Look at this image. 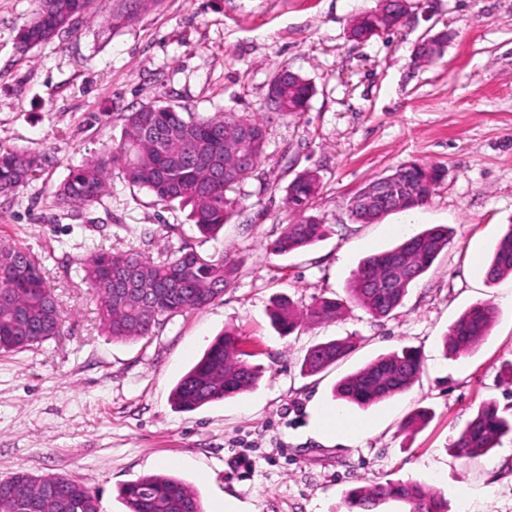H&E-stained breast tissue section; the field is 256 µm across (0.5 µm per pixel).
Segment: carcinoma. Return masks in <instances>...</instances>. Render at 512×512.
Wrapping results in <instances>:
<instances>
[{
	"instance_id": "1",
	"label": "carcinoma",
	"mask_w": 512,
	"mask_h": 512,
	"mask_svg": "<svg viewBox=\"0 0 512 512\" xmlns=\"http://www.w3.org/2000/svg\"><path fill=\"white\" fill-rule=\"evenodd\" d=\"M68 13V23L54 34L61 36L77 21L92 16L93 0H38L34 16L25 24L31 49L40 45L38 34L58 24V8ZM283 66L273 72L270 85L291 103L303 109L310 104L314 87L302 77L288 79ZM124 140L105 146L102 152L73 168L54 193L59 207L89 206L107 191L113 169L129 184L145 189L156 201H173L191 207L190 218L203 234L218 232L236 214L239 201L230 189L251 177L256 168L238 172L224 183V167L234 166L224 155V127L240 124L263 129L256 117L234 112L199 117L178 107L156 112L132 111L125 116ZM45 159L18 150L0 151V197L17 194L37 179ZM443 170L433 164L412 163L405 179L418 186V206L423 207L442 179ZM320 190L314 170L297 174L285 188V202L294 212L303 211ZM322 225L311 217L294 220L271 243L277 255L288 254L320 240ZM451 238L446 227H433L411 236L394 248L364 258L354 271L348 300L323 297L300 311L283 299L273 303L269 314L281 335H289L304 323L337 320L353 303L375 318L389 317L402 303L408 288L428 271L448 249ZM128 267L140 272L142 291H158L155 297L114 298L112 268ZM85 278L100 296V319L112 338L130 340L152 333L160 321L177 314L199 310L212 303L233 282L238 267L232 262L207 259L184 246L175 256L154 261L130 250L112 253L95 250L83 259ZM512 275V227L496 243L486 268V278L495 282ZM497 317L490 303L475 305L449 327L445 347L453 354L473 351L488 334ZM64 316L47 285L38 260L30 253L0 244V351L11 352L38 345L62 333ZM239 337H218L203 356L175 385L171 402L179 410L191 411L250 390L260 377L259 368L243 359ZM352 336L319 342L305 353L302 369L318 374L349 356L356 347ZM422 368L419 353L404 347L380 356L358 371L342 378L334 397L359 406H369L407 391ZM512 433V419L499 415L492 403L477 414L448 447L457 458L488 453L499 440ZM41 502V512H60L58 502L67 499L66 512H98L95 494L62 475L36 476L26 471L0 480V512H25L17 495ZM118 497L127 512H202L199 495L187 483L165 474L142 476L122 484ZM370 500L379 512L381 505L397 501L409 512H445L446 503L431 488L417 482H388L372 488L350 490L344 505L347 512H363L360 504Z\"/></svg>"
}]
</instances>
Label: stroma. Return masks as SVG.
I'll use <instances>...</instances> for the list:
<instances>
[{"label":"stroma","instance_id":"1","mask_svg":"<svg viewBox=\"0 0 512 512\" xmlns=\"http://www.w3.org/2000/svg\"><path fill=\"white\" fill-rule=\"evenodd\" d=\"M392 30L359 43L352 17L379 0H144L131 24L108 20L128 0H95L93 17L59 38L22 51L19 29L36 0H0V149L45 157L41 178L0 198V242L41 264L66 316L60 336L0 353V479L26 470L63 475L91 489L99 512H126L123 483L167 473L198 490L203 512H345L354 487L417 481L459 512H512V435L474 459L449 444L486 402L512 416V276L487 282L493 248L512 224V0H410ZM446 32L436 62L415 60L420 39ZM308 79L307 111L266 108L280 66ZM171 104L211 116L259 114L266 148L254 176L233 191L238 214L202 235L179 203L161 206L112 173L105 195L71 210L53 203L70 169L120 143L127 112ZM442 166L443 180L413 213L354 222L349 197L397 166ZM313 169L321 189L309 215L321 241L286 256L268 246L293 215L285 188ZM452 231L446 252L390 317L357 306L335 321L281 336L271 300L298 309L346 297L360 260L422 230ZM190 245L236 260L229 288L207 307L160 322L151 336L115 340L99 323L98 298L80 268L91 250H136L153 259ZM493 304L498 316L472 352L446 355L444 338L467 308ZM241 339L265 373L248 392L190 412L170 391L220 333ZM359 337L345 360L317 375L301 371L313 343ZM417 348L418 379L405 393L347 407L357 442L319 435L316 416L336 408L341 377L395 349ZM430 413L418 430L402 423ZM248 455L252 468H233Z\"/></svg>","mask_w":512,"mask_h":512}]
</instances>
